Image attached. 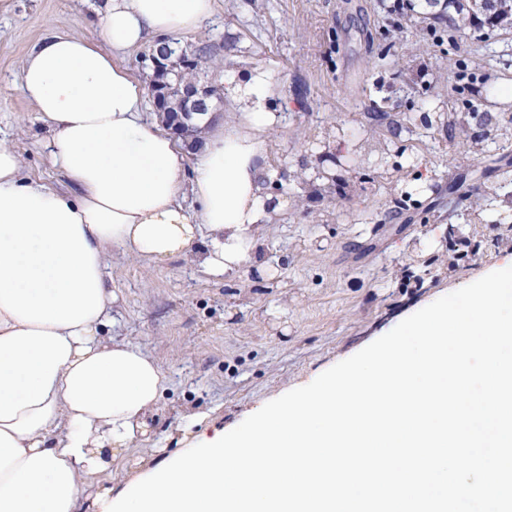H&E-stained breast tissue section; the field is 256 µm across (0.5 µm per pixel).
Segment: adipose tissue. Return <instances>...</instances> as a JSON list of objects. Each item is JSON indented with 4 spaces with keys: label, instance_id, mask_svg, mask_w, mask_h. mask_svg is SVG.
<instances>
[{
    "label": "adipose tissue",
    "instance_id": "ef3b65f1",
    "mask_svg": "<svg viewBox=\"0 0 512 512\" xmlns=\"http://www.w3.org/2000/svg\"><path fill=\"white\" fill-rule=\"evenodd\" d=\"M215 2L107 0L99 40L50 35L22 62L20 91L69 188L23 177L0 145V512H79L81 478L147 432L166 379L139 345L101 336L116 300L108 251L189 254L223 276L252 260L288 206L265 186L278 120L268 72L225 77L237 117L209 130L195 162L141 117L126 55L198 31Z\"/></svg>",
    "mask_w": 512,
    "mask_h": 512
}]
</instances>
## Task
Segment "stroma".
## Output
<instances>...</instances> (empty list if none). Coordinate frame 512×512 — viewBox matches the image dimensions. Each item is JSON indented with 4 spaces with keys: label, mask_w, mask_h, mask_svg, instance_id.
<instances>
[{
    "label": "stroma",
    "mask_w": 512,
    "mask_h": 512,
    "mask_svg": "<svg viewBox=\"0 0 512 512\" xmlns=\"http://www.w3.org/2000/svg\"><path fill=\"white\" fill-rule=\"evenodd\" d=\"M180 47L211 48L203 81L261 68L272 80L268 161L287 169L288 207L261 254L226 276L191 256L106 259L117 301L102 336L141 346L168 382L149 432L113 459L88 497L120 489L182 448L185 434L237 427L438 298L512 263V31L462 30L425 0H216ZM104 0H0V143L24 176L66 182L49 130L19 90L21 64L50 33L98 39ZM404 25L402 37L389 33ZM471 241L459 255L456 241Z\"/></svg>",
    "instance_id": "35a3bbf8"
}]
</instances>
